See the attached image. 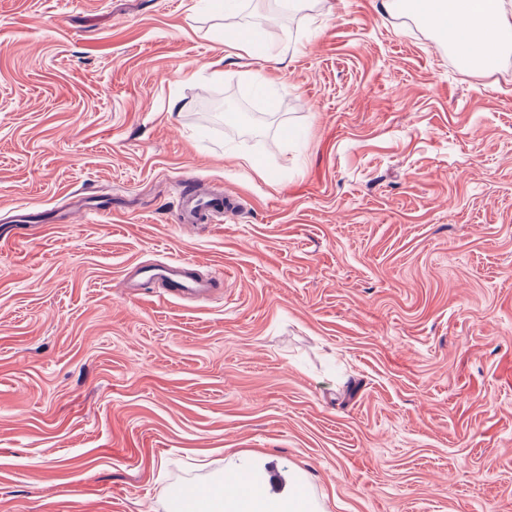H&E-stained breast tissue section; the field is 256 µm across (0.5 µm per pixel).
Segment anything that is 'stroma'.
I'll return each mask as SVG.
<instances>
[{
    "label": "stroma",
    "instance_id": "stroma-1",
    "mask_svg": "<svg viewBox=\"0 0 512 512\" xmlns=\"http://www.w3.org/2000/svg\"><path fill=\"white\" fill-rule=\"evenodd\" d=\"M267 4L0 0V512H170L243 456L318 512H512V53ZM174 176L244 207L179 224ZM171 258L223 287L131 294ZM262 40L260 30L250 28L246 30H230L225 33V44L248 55L254 54Z\"/></svg>",
    "mask_w": 512,
    "mask_h": 512
}]
</instances>
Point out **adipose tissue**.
<instances>
[{
    "instance_id": "ef3b65f1",
    "label": "adipose tissue",
    "mask_w": 512,
    "mask_h": 512,
    "mask_svg": "<svg viewBox=\"0 0 512 512\" xmlns=\"http://www.w3.org/2000/svg\"><path fill=\"white\" fill-rule=\"evenodd\" d=\"M407 8L442 35L470 69L496 67L499 52L512 36V0H406ZM247 490L238 491L239 482ZM176 512H315L304 485L272 493L264 478L235 467L215 483L197 487L176 500Z\"/></svg>"
}]
</instances>
